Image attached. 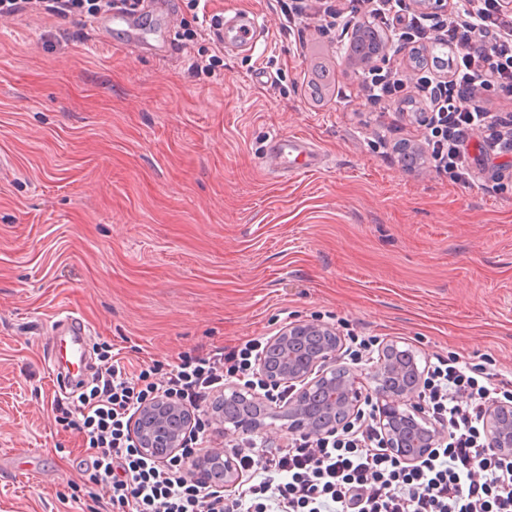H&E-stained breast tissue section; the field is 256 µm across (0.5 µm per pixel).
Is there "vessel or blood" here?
<instances>
[{"label":"vessel or blood","mask_w":512,"mask_h":512,"mask_svg":"<svg viewBox=\"0 0 512 512\" xmlns=\"http://www.w3.org/2000/svg\"><path fill=\"white\" fill-rule=\"evenodd\" d=\"M141 7H123L96 20L98 29L109 32L123 28L130 35L142 33ZM263 29L262 22L253 15H234L226 18L222 32L225 46L249 50L256 46ZM265 154L274 161L277 173L302 175L318 171L321 158L308 139L298 135L273 136L265 147ZM51 345L48 367L56 380L57 394L69 395L74 386V373L89 366L85 340L89 330L84 322L70 313L58 314L51 326Z\"/></svg>","instance_id":"vessel-or-blood-1"}]
</instances>
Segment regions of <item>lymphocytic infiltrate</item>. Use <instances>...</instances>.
Masks as SVG:
<instances>
[{"label": "lymphocytic infiltrate", "instance_id": "obj_1", "mask_svg": "<svg viewBox=\"0 0 512 512\" xmlns=\"http://www.w3.org/2000/svg\"><path fill=\"white\" fill-rule=\"evenodd\" d=\"M122 0H0V19L24 13L56 17L108 14ZM321 16L349 28L359 12L411 46L413 68L370 66L358 93L372 104L410 102L416 82L418 109L430 113L423 147L433 167L456 184L474 175L469 145L479 140L486 159L512 157V12L501 0H459L450 13L413 11L410 0H316ZM447 58L428 62L429 43ZM253 338L133 366L101 346L92 383L55 401L54 419L79 431L95 451L82 473L86 487L107 498L109 512H512V457L489 453L484 413L489 402H512V378L489 363L437 357L428 367L419 398L448 437L419 462L408 465L382 448L371 414L323 438H294L286 447L261 439L232 445L246 478L234 495L203 485L192 467L207 420H199L184 445L160 465L146 458L129 423L149 400L165 396L203 411L210 396L234 381L253 389L262 382Z\"/></svg>", "mask_w": 512, "mask_h": 512}]
</instances>
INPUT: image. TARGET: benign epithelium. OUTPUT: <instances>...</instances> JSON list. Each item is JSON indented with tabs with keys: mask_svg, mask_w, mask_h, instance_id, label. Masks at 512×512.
Masks as SVG:
<instances>
[{
	"mask_svg": "<svg viewBox=\"0 0 512 512\" xmlns=\"http://www.w3.org/2000/svg\"><path fill=\"white\" fill-rule=\"evenodd\" d=\"M341 337L336 328L317 321H293L269 337L257 359L265 382L288 387L289 397L274 402L250 389L224 387L225 399H235L247 413L235 421L224 420L220 402L205 412L210 424L224 427V436L262 435L274 422L292 436L322 437L348 425L373 406L382 446L406 464H415L445 438L428 418L419 400L425 369L409 349L401 362L390 356L389 344L362 366L336 365ZM198 415L169 398L143 405L133 416L131 434L141 452L163 464L182 447L183 439ZM490 453L512 457V403L494 400L485 415ZM196 476L206 484L233 488L241 481L236 460L223 452H208L193 464Z\"/></svg>",
	"mask_w": 512,
	"mask_h": 512,
	"instance_id": "7a95c632",
	"label": "benign epithelium"
}]
</instances>
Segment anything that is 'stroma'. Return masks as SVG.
<instances>
[{
  "label": "stroma",
  "instance_id": "1",
  "mask_svg": "<svg viewBox=\"0 0 512 512\" xmlns=\"http://www.w3.org/2000/svg\"><path fill=\"white\" fill-rule=\"evenodd\" d=\"M176 3L165 56L117 30L101 49L74 17L0 19V512H101L82 437L51 411L47 326L64 310L134 364L319 320L512 373V167L469 188L404 169L397 144L426 127L363 103L347 40L314 14L208 0L266 25L231 51ZM213 55L214 75L189 73ZM274 134L328 165L278 177Z\"/></svg>",
  "mask_w": 512,
  "mask_h": 512
}]
</instances>
